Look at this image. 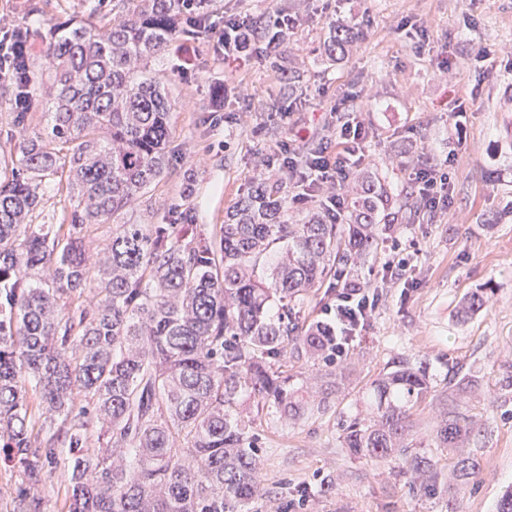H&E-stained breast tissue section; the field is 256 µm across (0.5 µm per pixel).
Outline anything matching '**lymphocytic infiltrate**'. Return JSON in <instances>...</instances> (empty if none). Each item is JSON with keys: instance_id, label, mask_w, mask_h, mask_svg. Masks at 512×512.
I'll list each match as a JSON object with an SVG mask.
<instances>
[{"instance_id": "obj_1", "label": "lymphocytic infiltrate", "mask_w": 512, "mask_h": 512, "mask_svg": "<svg viewBox=\"0 0 512 512\" xmlns=\"http://www.w3.org/2000/svg\"><path fill=\"white\" fill-rule=\"evenodd\" d=\"M299 25L297 16L276 11L261 18L229 15L224 21L207 25L216 54L225 61L276 59ZM31 33L23 26L0 29V80L28 84ZM332 137L322 138V146L305 151L291 143L280 144L272 157L262 160L264 169L278 168L283 174L293 205L314 202L326 193L325 204L336 214H344L347 200L343 193L366 156L368 131L359 118L356 99L347 96L331 109ZM448 161L415 168L412 182L420 210L442 213L451 204ZM377 306L361 283L350 281L339 289L336 303L324 311L332 337L331 354H343L353 336L365 327Z\"/></svg>"}]
</instances>
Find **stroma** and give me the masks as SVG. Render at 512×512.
Masks as SVG:
<instances>
[{"instance_id": "stroma-1", "label": "stroma", "mask_w": 512, "mask_h": 512, "mask_svg": "<svg viewBox=\"0 0 512 512\" xmlns=\"http://www.w3.org/2000/svg\"><path fill=\"white\" fill-rule=\"evenodd\" d=\"M336 14L356 36L341 60L324 51L332 14L321 0H216L215 14L262 16L275 10L298 15L300 24L271 64L224 63L207 41L188 39L181 50L158 58L152 69L165 81L172 103L169 164L146 195L117 218L121 224H167L190 211L198 231L209 233L253 183L254 166L288 138L280 114L294 108L298 131L309 136L328 119L331 102L360 93L373 128L364 165L385 178L394 206L404 204L419 157L453 156L448 214L399 219L384 233L354 277L377 297L370 323L350 343L344 388L329 410L290 425L272 415L251 433L267 492L249 512H288L303 486L312 493L307 512H496L512 486V70L500 48L512 49V0H336ZM112 0H0V22L32 30L31 69L47 70L49 28L69 18L111 13ZM425 28L429 49L416 51L402 21ZM491 67L471 66L478 51ZM451 69L440 70L441 59ZM15 91L0 81V158L14 157L21 129L14 116ZM467 120L456 128L458 102ZM223 109L224 123L210 122ZM410 262L408 280L382 284V267L394 249ZM489 289L485 308L457 318L461 299ZM426 361L434 391L413 414V452L433 458L450 474L453 454L437 447L438 412L448 405V371L458 366L478 384L464 411L475 421L468 452L480 462L469 482L446 496L413 490L398 461L350 455L341 422L355 414L372 381L392 359ZM65 449L47 466L40 492L43 512H60L71 471Z\"/></svg>"}]
</instances>
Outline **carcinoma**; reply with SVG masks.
I'll return each mask as SVG.
<instances>
[{
  "mask_svg": "<svg viewBox=\"0 0 512 512\" xmlns=\"http://www.w3.org/2000/svg\"><path fill=\"white\" fill-rule=\"evenodd\" d=\"M96 22H58L46 46L49 124L26 133L18 163L0 165V454L26 478L19 495L41 512L38 487L68 449L66 512H244L265 494L239 399L295 423L323 412L344 366L306 385L285 370L330 361L324 329L295 322V306L327 280L351 276L395 219L382 180L362 174L344 223L322 205L287 224L288 197L263 182L240 197L211 238L183 224H117L91 258L84 230L132 207L165 172L171 102L151 69L213 0H115ZM354 28L332 23L326 51L342 53ZM65 182L59 224H35L42 182ZM276 261L260 265L273 247ZM75 303L60 314L58 301ZM275 302L280 313L268 315ZM486 305L464 298L465 318ZM473 376L448 379L435 439L460 448L474 432L462 400ZM369 415L350 418L344 447L395 459L441 489L436 463L408 453L413 409L431 392L424 362L402 357L371 383ZM61 420L50 447H32L40 419ZM479 462L456 457L465 482Z\"/></svg>",
  "mask_w": 512,
  "mask_h": 512,
  "instance_id": "cac0c4a2",
  "label": "carcinoma"
}]
</instances>
